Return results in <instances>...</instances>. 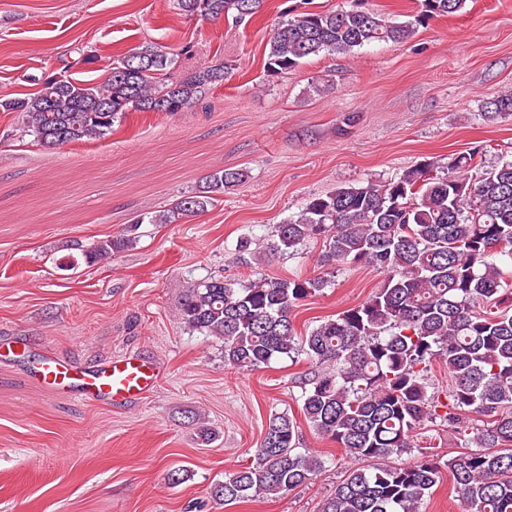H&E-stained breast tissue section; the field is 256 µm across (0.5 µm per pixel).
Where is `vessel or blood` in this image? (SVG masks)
Returning <instances> with one entry per match:
<instances>
[{"mask_svg": "<svg viewBox=\"0 0 512 512\" xmlns=\"http://www.w3.org/2000/svg\"><path fill=\"white\" fill-rule=\"evenodd\" d=\"M28 371L39 383L69 389L88 401L112 405L144 398L155 389L160 379L157 367L135 354L89 369L44 357L29 366Z\"/></svg>", "mask_w": 512, "mask_h": 512, "instance_id": "vessel-or-blood-1", "label": "vessel or blood"}]
</instances>
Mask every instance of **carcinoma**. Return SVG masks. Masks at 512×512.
Masks as SVG:
<instances>
[{
    "label": "carcinoma",
    "instance_id": "1",
    "mask_svg": "<svg viewBox=\"0 0 512 512\" xmlns=\"http://www.w3.org/2000/svg\"><path fill=\"white\" fill-rule=\"evenodd\" d=\"M467 0H421L417 14L396 21L360 5L306 10L274 29L264 69L280 74L321 53H350L380 42L403 43L435 17L462 11ZM264 0H177L187 16L237 24L250 21ZM175 55L152 45L112 64L107 81L87 83L52 75L23 98L0 97V111L17 112L38 144L54 149L105 139L129 109L176 114L224 81L222 61L176 76ZM489 121L512 116V92L485 103ZM481 151L407 168L384 184L343 185L309 198L295 216L275 225L269 251L321 240L326 265L372 268L378 288L361 304L305 334L291 314L330 287L333 273L264 278L242 285L213 275L188 288L183 324L224 344V364L241 371L275 358L305 355L301 411L309 428L370 463L336 485L321 512H418L448 468L466 512H512V287L502 263L512 264V161L478 178ZM245 177L224 169L168 209L135 216L123 234L95 241L69 266H88L132 246L142 224H171L214 205ZM446 368L448 392L428 393L434 360ZM441 421L468 451L441 463L406 461L412 433ZM299 426L286 413L269 418L255 462L211 487V498L232 505L279 497L323 468L321 457L299 451Z\"/></svg>",
    "mask_w": 512,
    "mask_h": 512
}]
</instances>
